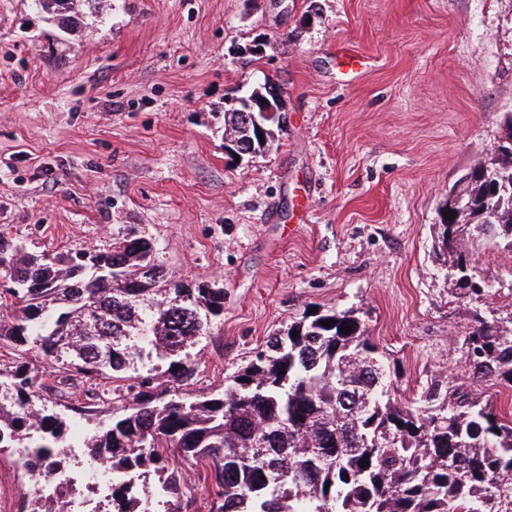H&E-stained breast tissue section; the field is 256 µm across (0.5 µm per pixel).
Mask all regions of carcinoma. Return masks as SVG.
Here are the masks:
<instances>
[{
	"label": "carcinoma",
	"instance_id": "cac0c4a2",
	"mask_svg": "<svg viewBox=\"0 0 512 512\" xmlns=\"http://www.w3.org/2000/svg\"><path fill=\"white\" fill-rule=\"evenodd\" d=\"M33 2L71 34L82 18L75 3L98 0ZM277 129L270 122L259 141L224 110V130L252 142L256 156L276 146ZM475 168L484 176L460 189L454 219L438 225L449 270L470 268L467 224L512 251V152ZM449 277L472 298L486 292L463 274ZM0 308V346L16 355L11 381H0L13 402L0 403V449H23V465L44 466L48 478L60 471L67 424L32 404L39 376L27 351L62 366L65 385L147 372L114 388L132 404L87 442V462L112 473V512H178L168 507L183 497L178 459L202 465L210 512H493L512 489V416L476 393L486 380L512 388V330L478 314L463 340L470 382H434L408 406L392 396L384 356L352 309L304 314L229 374L223 393L179 396L196 381L190 349L224 314V289L171 279L150 239L131 232L107 251L56 256L0 239ZM158 376L177 387L157 390ZM143 475L158 476L153 491Z\"/></svg>",
	"mask_w": 512,
	"mask_h": 512
}]
</instances>
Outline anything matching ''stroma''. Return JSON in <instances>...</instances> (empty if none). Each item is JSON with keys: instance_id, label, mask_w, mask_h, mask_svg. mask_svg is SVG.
Returning <instances> with one entry per match:
<instances>
[{"instance_id": "35a3bbf8", "label": "stroma", "mask_w": 512, "mask_h": 512, "mask_svg": "<svg viewBox=\"0 0 512 512\" xmlns=\"http://www.w3.org/2000/svg\"><path fill=\"white\" fill-rule=\"evenodd\" d=\"M256 41L259 60L237 57ZM266 79L288 121L277 149L236 161L224 106ZM510 113L512 0H112L80 37L0 0V237L56 254L132 231L174 280L219 282L187 396L223 392L304 312L352 309L410 401L467 381L474 314L512 323V253L465 228L489 288L475 300L435 252L449 191ZM26 361L44 380L33 404L82 436L121 413L84 412L85 386L61 389L38 349ZM40 488L0 451V512Z\"/></svg>"}]
</instances>
